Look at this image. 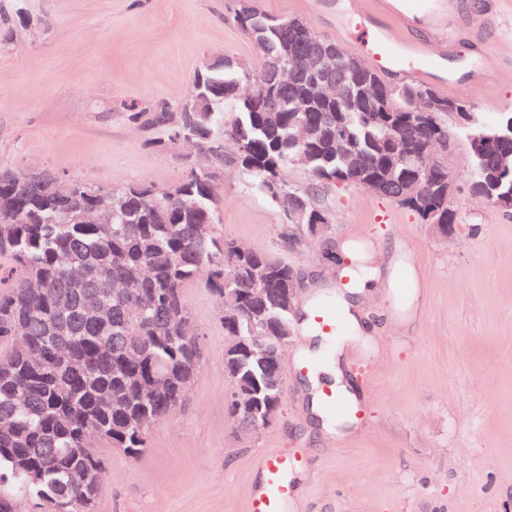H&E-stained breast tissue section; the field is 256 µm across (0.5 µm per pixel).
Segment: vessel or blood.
Instances as JSON below:
<instances>
[{"label": "vessel or blood", "instance_id": "b4317fda", "mask_svg": "<svg viewBox=\"0 0 512 512\" xmlns=\"http://www.w3.org/2000/svg\"><path fill=\"white\" fill-rule=\"evenodd\" d=\"M396 13L407 23L422 21L442 33L455 32L462 23L456 0H399ZM369 55L376 68L391 69L411 78L433 75L446 61L445 54L410 48L401 36L382 26L370 43ZM310 316L312 325L324 336L335 335L345 327L341 311L331 300L313 305ZM295 466V461L283 456L263 459L264 484L251 496L249 512H292L296 489L288 480V472Z\"/></svg>", "mask_w": 512, "mask_h": 512}]
</instances>
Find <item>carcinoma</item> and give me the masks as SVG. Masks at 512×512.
<instances>
[{
    "mask_svg": "<svg viewBox=\"0 0 512 512\" xmlns=\"http://www.w3.org/2000/svg\"><path fill=\"white\" fill-rule=\"evenodd\" d=\"M233 22L257 46L261 62L254 76H264L267 60L289 44L299 52L327 45L336 64L353 54L335 40L316 33L299 18H284L244 6ZM242 80L238 61L224 56V69L194 75L207 97L201 111L190 100L179 112L162 107L147 124L177 142L175 130L195 134L189 145L209 152L229 142L233 151L212 156L217 166L230 161L257 183L277 206L284 196L314 204L324 188L351 185L369 178L398 147L397 138L413 136L420 114L437 136H448V113L467 107L429 86L387 84L373 68L354 81V98L343 106L317 99L312 83L300 75L284 92L288 107L277 124L265 119V102L236 95ZM308 101L320 134L305 165L312 189L294 190L284 172L304 151L293 104ZM348 135L365 168L351 172L347 155L336 152V130ZM486 121L478 112L459 127L478 136ZM486 141L471 151L470 189L496 200L512 201V171L491 170ZM412 171L397 165L391 195L397 197ZM47 171L0 170V252H10L20 275L0 293V512H21L26 499L48 503L52 512H72L75 497L92 512L99 483L72 488L70 474L102 468L91 448L94 440L142 456L149 447V426L181 408L201 360L199 338L188 334L191 314L183 288L202 267L211 269L219 297L234 292L242 308L237 320L224 322V369L232 390L249 389L260 401L261 415L271 421L278 406L261 369L234 351L235 341L274 336L288 312L277 307L264 289L288 287L296 272L277 255L249 250L224 237L217 210L218 188L206 173H193L173 190L145 185L82 186L69 196L54 191ZM420 181L430 207L419 212L428 224L458 222L448 216V166L422 173ZM124 201V212L110 224H81V211L93 204L112 207ZM92 294L112 306V322L89 325L81 314L83 297ZM152 367L169 387V397L151 394L143 368Z\"/></svg>",
    "mask_w": 512,
    "mask_h": 512,
    "instance_id": "cac0c4a2",
    "label": "carcinoma"
}]
</instances>
